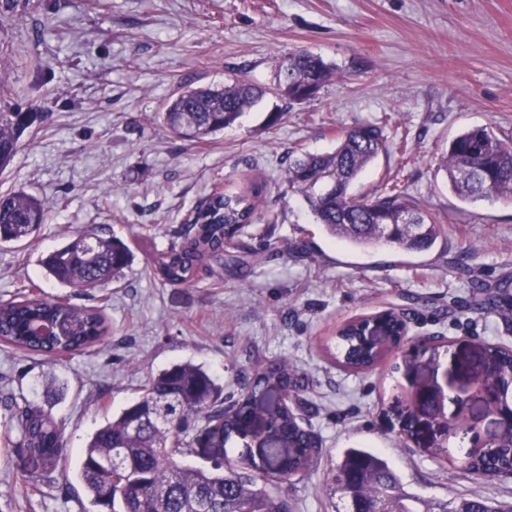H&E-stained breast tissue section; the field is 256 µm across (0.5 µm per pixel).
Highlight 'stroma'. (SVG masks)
I'll return each mask as SVG.
<instances>
[{
    "label": "stroma",
    "mask_w": 512,
    "mask_h": 512,
    "mask_svg": "<svg viewBox=\"0 0 512 512\" xmlns=\"http://www.w3.org/2000/svg\"><path fill=\"white\" fill-rule=\"evenodd\" d=\"M0 26V102L40 118L0 172V193L41 198L37 238L0 243V302L32 292L105 308L93 348L50 362L0 344V512H92L78 474L90 435L171 364L204 365L232 396L255 369L296 370L290 402L320 437L311 469L278 486L294 512H331L323 487L348 449L380 451L402 488L436 500L472 492L512 500V478L465 470L443 419L411 396L512 348V200L461 201L440 157L464 129L512 137V0H16ZM320 55L334 75L311 102L266 95L235 127L181 139L155 118L181 86L245 75L272 86L288 52ZM278 121H271L272 111ZM385 120L395 147L355 186L368 196L398 179L442 226L425 253L359 250L325 237L286 179L301 152H332L340 135ZM267 184L257 224L192 283L155 276L191 212L224 180ZM126 240L134 261L104 290L47 279L38 258L75 231ZM403 313L408 335L371 371L349 373L325 352L345 321ZM35 403L67 421V458L32 473L13 417ZM450 456L437 457V447Z\"/></svg>",
    "instance_id": "stroma-1"
}]
</instances>
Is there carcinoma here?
Returning <instances> with one entry per match:
<instances>
[{
	"mask_svg": "<svg viewBox=\"0 0 512 512\" xmlns=\"http://www.w3.org/2000/svg\"><path fill=\"white\" fill-rule=\"evenodd\" d=\"M332 72L318 55L298 50L288 55L273 89L246 76L231 84L180 88L165 106L164 124L176 136L203 139L232 127L265 94L273 92L301 104L315 98ZM38 113L0 106V170L13 160L21 136ZM389 149L385 126L366 121L345 132L329 154H306L288 166L290 187L304 195L324 234L357 249L390 245L400 250H430L440 225L410 200L398 184L376 196L357 195L352 186L377 156ZM441 166L448 187L463 200L512 199V143L480 126L465 130L448 144ZM264 192L258 179L249 185L212 194L196 212L194 234L178 248L153 259L161 278L171 285L192 282L211 260L224 258L226 243L255 223ZM48 208L25 192L0 195V243L27 242L46 223ZM131 262L128 245L116 236L79 233L41 258L46 274L72 288H104L120 278ZM58 331L51 337L37 331L41 324ZM361 321L354 319L337 332L338 352L331 358L343 369L360 373L381 360V353L359 347ZM108 326L104 307L78 308L62 298L26 296L0 304V343L57 361L101 341ZM495 365L489 379L505 382L512 375V349L494 347ZM295 371L284 362L257 370L232 404L224 405L223 390L201 366L172 365L152 376L142 394L117 417L98 428L84 448L80 479L91 503L105 512H293L294 504L271 487L294 474L309 471L320 454L317 434L277 399L296 390ZM265 392L271 402L260 407ZM268 417L277 432L269 447L271 468L261 476L248 471L244 453L208 469L191 468L181 458L194 454L190 436L202 428L212 447L224 451L240 434L250 414ZM25 447L39 460L38 470L51 474L66 454L65 420L30 403L15 413ZM120 447L121 463L108 469L102 462ZM465 469L477 478L512 475V430L499 449L470 452ZM326 491L341 493L336 512H512V502H493L478 492L454 501H426L405 493L395 472L380 455L351 448L332 470Z\"/></svg>",
	"mask_w": 512,
	"mask_h": 512,
	"instance_id": "1",
	"label": "carcinoma"
}]
</instances>
